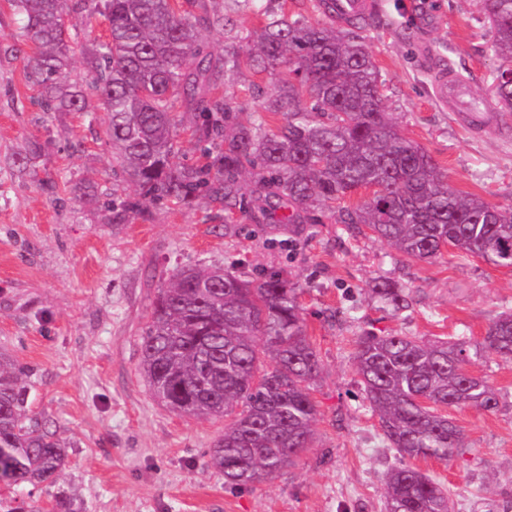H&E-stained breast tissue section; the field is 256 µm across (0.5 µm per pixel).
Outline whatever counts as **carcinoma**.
Wrapping results in <instances>:
<instances>
[{
	"label": "carcinoma",
	"instance_id": "obj_1",
	"mask_svg": "<svg viewBox=\"0 0 512 512\" xmlns=\"http://www.w3.org/2000/svg\"><path fill=\"white\" fill-rule=\"evenodd\" d=\"M183 13L172 0H13L35 52L28 79L51 109L84 110V95L63 84L72 47L64 18L96 14L109 38L84 51L91 87L107 112L106 134L121 175L152 201L190 205L199 194L243 202L246 168L260 186L262 217L280 226L320 222L315 211L366 185L377 195L342 208L336 222L370 230L412 261H429L451 247L496 267L512 268V207L492 205L448 186V174L422 147L399 132L383 102L379 71L360 18L338 26L326 19L263 13L258 40L242 52L206 51L198 29L235 32L234 21L189 0ZM493 32L499 64L489 88L512 112V0H479ZM244 67L281 78L265 112H281L275 131L263 116L240 121L241 105L217 89L224 74ZM190 106L205 163L176 161L173 102ZM105 220L130 223L144 202L126 198L106 206ZM396 311L409 294L386 280L370 288ZM263 349H258V344ZM139 368L152 395L194 418L233 416L205 452V465L231 489L252 487L293 465L311 448L317 408L310 384L321 359L310 343L294 284L282 271L261 277L208 265L174 268L158 289L152 317L140 336ZM476 350L512 359V313L490 323ZM272 367L259 370V352ZM470 358L462 344L425 343L415 336L367 333L357 338L356 369L385 439L402 463L389 474L385 512H451L448 492L411 464L446 462L465 447L463 431L438 408H498L485 378L462 372ZM28 369L0 353V483L56 484L68 463L69 441L31 409ZM428 400L432 406L426 407Z\"/></svg>",
	"mask_w": 512,
	"mask_h": 512
}]
</instances>
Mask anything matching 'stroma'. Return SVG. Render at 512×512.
Instances as JSON below:
<instances>
[{
    "mask_svg": "<svg viewBox=\"0 0 512 512\" xmlns=\"http://www.w3.org/2000/svg\"><path fill=\"white\" fill-rule=\"evenodd\" d=\"M367 27L381 93L398 129L448 173L451 189L512 205V112H492L482 131L433 97L437 67L482 95L498 61L477 0H375ZM73 60L66 83L87 87L82 61L107 40L103 17L69 20ZM30 42L11 0H0V352L31 367L29 402L70 438L58 486L4 488L0 496L46 508L57 491L82 512H385L384 488L400 463L371 411L356 371L355 340L406 334L474 348L489 323L512 312V269L451 249L429 262L404 259L371 232L351 235L326 210L320 223L276 231L253 198L236 207L197 198L148 204L147 220L103 223L107 203L139 195L114 176L100 100L81 112H49L21 59ZM277 73L228 74L223 90L253 120V88ZM246 273L284 271L298 286L307 336L322 361L311 395L314 439L295 465L242 490L203 464L224 419L197 420L160 404L140 370L139 337L162 275L194 263ZM407 289L399 313L369 295L374 280ZM473 375L499 406L448 408L466 449L417 468L448 492L452 512H512V360L481 354Z\"/></svg>",
    "mask_w": 512,
    "mask_h": 512,
    "instance_id": "1",
    "label": "stroma"
}]
</instances>
